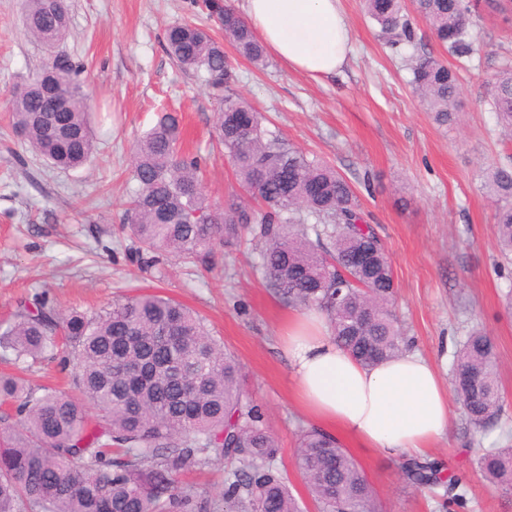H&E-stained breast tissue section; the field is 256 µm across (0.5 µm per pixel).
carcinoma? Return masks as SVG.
<instances>
[{"label": "carcinoma", "mask_w": 512, "mask_h": 512, "mask_svg": "<svg viewBox=\"0 0 512 512\" xmlns=\"http://www.w3.org/2000/svg\"><path fill=\"white\" fill-rule=\"evenodd\" d=\"M389 46L411 44L405 0H362ZM478 0H412L413 10L458 61L471 56L467 24ZM224 37L239 56L267 66L263 46L233 8L209 2ZM66 0H26L24 25L47 47L69 32ZM169 55L184 70L203 71L216 93L232 78L223 44L204 30L176 23L166 31ZM411 83L435 121H455L458 76L431 54L411 59ZM80 65L52 62L27 78L11 101V126L23 142L60 169H77L95 152L90 94ZM68 100L63 114L47 111L45 92ZM490 105L512 131V67L492 79ZM241 187L257 196L256 212L230 195L212 204L202 191L198 160L180 150L176 116L164 113L134 144L136 187L126 221L136 252L205 264L214 250L241 241L258 225L260 262L274 293L288 306L323 312L337 341L356 360L374 365L401 355L406 337L393 310L395 284L382 241L362 225L351 185L328 163L308 157L263 123L248 102L223 96L214 113ZM321 186L318 195L309 185ZM502 247L512 252V166L484 172ZM376 255L358 268L353 254ZM0 357L21 371L45 359L73 366V387H33L19 374L0 375V512H302L288 474L269 465L278 446L244 386L243 369L224 341L187 305L154 289H139L97 311H61L36 297L0 334ZM453 392L481 432L503 410L495 344L475 330L452 365ZM97 421L89 423V409ZM237 462L212 498L179 483L218 458ZM293 465L316 512H379L363 466L336 439L303 429ZM477 467L488 484L512 493V448H481ZM411 486L443 485L448 504L465 490L424 457L400 463Z\"/></svg>", "instance_id": "carcinoma-1"}]
</instances>
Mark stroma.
<instances>
[{"mask_svg": "<svg viewBox=\"0 0 512 512\" xmlns=\"http://www.w3.org/2000/svg\"><path fill=\"white\" fill-rule=\"evenodd\" d=\"M25 0H0V326L20 304L46 294L61 308L96 310L139 287L167 293L206 317L243 366L246 384L277 441L276 467L305 497L292 457L305 422L291 392L292 371L278 336L292 310L273 293L251 247H224L213 266L170 257L149 265L122 227L131 147L160 109L177 113L181 140L200 161L202 187L216 205L238 191L233 166L212 140L217 104L201 72L182 70L165 50L167 28L191 21L221 37L218 21L194 0H68L70 30L58 47L83 67L92 95L96 151L75 170L48 167L13 134V91L50 51L23 24ZM352 52L342 74L315 79L276 58L258 68L232 45L226 95L259 110L308 156L326 161L356 192L363 216L385 243L395 281L394 310L411 351L450 377L453 355L483 327L499 364L504 409L475 432L450 403L449 430L430 453L461 475L464 507H445L443 489H416L399 460L354 450L382 512H512V495L476 473L474 449L512 446V256L500 251L494 207L479 171L512 161L488 105L490 80L512 60V19L479 8L467 29L473 52L460 69L457 124L442 127L411 84V57L448 54L422 19L414 44L392 49L364 15L342 0Z\"/></svg>", "mask_w": 512, "mask_h": 512, "instance_id": "stroma-1", "label": "stroma"}]
</instances>
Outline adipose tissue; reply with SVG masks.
I'll list each match as a JSON object with an SVG mask.
<instances>
[{
    "label": "adipose tissue",
    "instance_id": "adipose-tissue-1",
    "mask_svg": "<svg viewBox=\"0 0 512 512\" xmlns=\"http://www.w3.org/2000/svg\"><path fill=\"white\" fill-rule=\"evenodd\" d=\"M262 44L288 69L318 79L335 75L350 51L341 0H244ZM282 343L294 396L317 427L383 456L426 455L448 432V391L434 365L406 352L366 367L340 347L324 317H289Z\"/></svg>",
    "mask_w": 512,
    "mask_h": 512
}]
</instances>
